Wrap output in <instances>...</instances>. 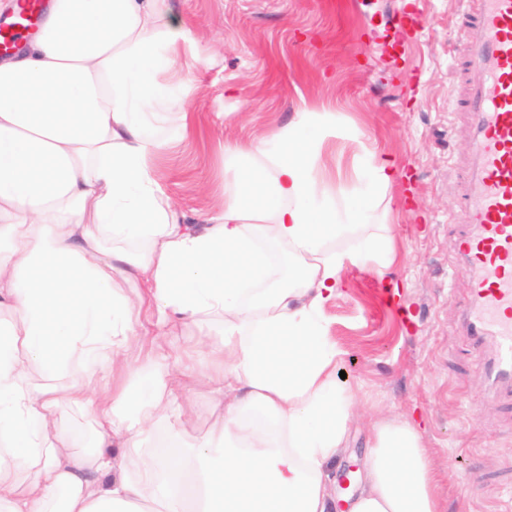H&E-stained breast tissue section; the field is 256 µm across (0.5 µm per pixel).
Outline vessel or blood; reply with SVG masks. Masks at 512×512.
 Here are the masks:
<instances>
[{
  "label": "vessel or blood",
  "instance_id": "obj_1",
  "mask_svg": "<svg viewBox=\"0 0 512 512\" xmlns=\"http://www.w3.org/2000/svg\"><path fill=\"white\" fill-rule=\"evenodd\" d=\"M465 55L451 58L462 88L452 109L473 126L470 178L462 197L468 229L457 248L470 279L466 324L476 344L492 342L481 364L489 383L512 392V0H463ZM42 0H22L0 23V51L10 52L40 23ZM393 51L417 35L409 14L393 22Z\"/></svg>",
  "mask_w": 512,
  "mask_h": 512
}]
</instances>
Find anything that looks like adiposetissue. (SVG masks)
I'll list each match as a JSON object with an SVG mask.
<instances>
[{"instance_id": "1", "label": "adipose tissue", "mask_w": 512, "mask_h": 512, "mask_svg": "<svg viewBox=\"0 0 512 512\" xmlns=\"http://www.w3.org/2000/svg\"><path fill=\"white\" fill-rule=\"evenodd\" d=\"M168 0H51L28 47L0 61V512H333L355 388L324 309L349 268L385 269L389 235L345 225L319 165L332 112H301L274 146L245 156L237 190L204 223H182L155 176L164 134L188 133L192 31ZM288 256L287 284L266 246ZM120 272L138 288L113 287ZM147 322L222 323L200 340L208 364L163 347L131 372L125 351ZM209 388L224 413L191 461L147 445L193 420L179 394ZM87 417L76 452L59 407ZM190 467L193 489L165 481ZM417 425L374 423L348 512H446Z\"/></svg>"}]
</instances>
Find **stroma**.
I'll return each mask as SVG.
<instances>
[{"label": "stroma", "instance_id": "stroma-1", "mask_svg": "<svg viewBox=\"0 0 512 512\" xmlns=\"http://www.w3.org/2000/svg\"><path fill=\"white\" fill-rule=\"evenodd\" d=\"M170 20L191 28L193 133L170 137L156 174L185 220L224 202L228 143L271 138L297 113L327 110L336 133L323 169L347 194L369 185L370 157L396 167L384 200L364 221L384 225L398 261L346 270L324 310L340 368L360 397L338 472L360 470L374 414L415 417L447 512H512V399L490 389L463 326L470 288L457 250L465 216L456 207L471 150L466 117L448 105L460 74V0H171ZM415 6L422 38L392 51L395 12ZM398 286L396 303L380 297Z\"/></svg>", "mask_w": 512, "mask_h": 512}]
</instances>
